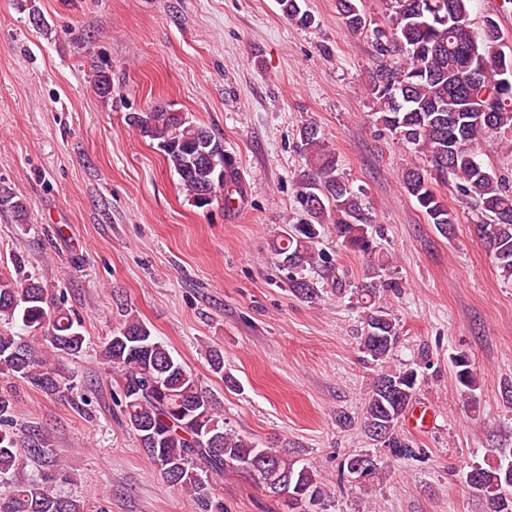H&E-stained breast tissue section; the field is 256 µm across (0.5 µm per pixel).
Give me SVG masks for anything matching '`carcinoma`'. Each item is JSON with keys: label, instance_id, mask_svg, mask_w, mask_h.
<instances>
[{"label": "carcinoma", "instance_id": "1", "mask_svg": "<svg viewBox=\"0 0 512 512\" xmlns=\"http://www.w3.org/2000/svg\"><path fill=\"white\" fill-rule=\"evenodd\" d=\"M387 26L377 30L379 58L368 95L371 116L400 141L422 150L430 168L412 167L401 174L402 186L427 222L450 237L459 222L438 196L435 183L453 177L460 196L474 203L483 220L474 234L500 277L512 281V182L495 174L479 159L480 140L487 135L512 134V56L499 49L500 30L488 18L480 37L469 27L473 0H388ZM280 10L301 27L314 23L306 0H278ZM345 27L357 33L367 20L359 0H336ZM96 93L109 99L114 92L112 71L95 72ZM142 136L157 142L170 169L178 176L193 206L208 209L219 197L231 198L238 184L235 161L224 140L207 126L171 104L157 103L128 114ZM300 145L313 162L311 177L301 183L298 202L308 219L288 224L271 242V252L288 270V288L303 299L319 295L317 282L300 276L304 267H320L336 282V261L318 249L324 225L348 251L377 253L382 227L370 223L355 191L338 172L336 155L314 124L299 130ZM0 210L15 223L28 219L26 201L0 180ZM15 274H0V374L18 379L46 394L71 389L47 356H79L85 349L82 321L55 302L51 289L25 271L16 258ZM390 263L379 258L368 269V281L356 286L363 299L359 345L379 366L365 399L360 428L398 456L409 445L396 434L400 418L416 397L417 374L391 365L400 326L390 308L378 301L380 291L393 287ZM19 331H13V328ZM107 367L119 374L116 406L137 435L145 455L169 484L194 493L203 512L224 506L211 501L210 478L226 470L250 471L260 454L269 458L259 484L271 497L293 498L289 508L303 509L316 501L325 509L327 490L321 476L306 465L272 448L224 428V415L213 394L204 390L186 366L174 357L152 330L132 315L101 349ZM454 377L461 392L480 388L467 355L453 358ZM13 400L0 391V512H84V502L57 490L73 481L68 467L55 457L36 429L15 432ZM364 459L366 477L379 470L371 454L347 456L337 482L351 481L352 467ZM468 486L487 503V512H512V448L494 449V461L470 465Z\"/></svg>", "mask_w": 512, "mask_h": 512}]
</instances>
